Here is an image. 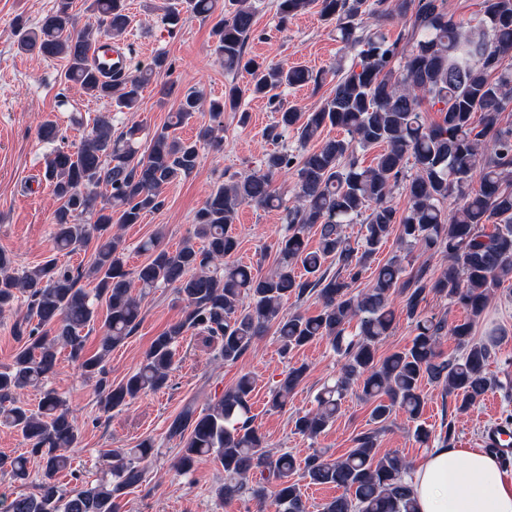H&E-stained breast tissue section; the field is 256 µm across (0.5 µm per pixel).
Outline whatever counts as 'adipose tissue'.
<instances>
[{"label":"adipose tissue","instance_id":"adipose-tissue-1","mask_svg":"<svg viewBox=\"0 0 512 512\" xmlns=\"http://www.w3.org/2000/svg\"><path fill=\"white\" fill-rule=\"evenodd\" d=\"M408 481L416 512H512V481L478 448L438 444Z\"/></svg>","mask_w":512,"mask_h":512}]
</instances>
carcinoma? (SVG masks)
Masks as SVG:
<instances>
[{
  "label": "carcinoma",
  "mask_w": 512,
  "mask_h": 512,
  "mask_svg": "<svg viewBox=\"0 0 512 512\" xmlns=\"http://www.w3.org/2000/svg\"><path fill=\"white\" fill-rule=\"evenodd\" d=\"M313 4L355 55L341 70L332 95L309 111L284 101L281 88L318 85L323 74L303 65L269 67L246 57L256 14L251 0H225L220 9L218 0H169L163 8L160 23L169 30L184 13L214 21L215 52L224 70L248 76L246 87L233 83L224 89V98L210 103L212 120L219 123L225 112H237L244 125L249 114L241 109L243 94L265 98L277 113L268 136L278 140L294 132L303 151L271 153L261 171L218 184L196 212L192 235L174 251L163 247L158 233L143 240L139 250L147 260L132 272L125 268L124 240L113 225L141 223L159 208L162 188L192 173L201 147L217 142L213 126L201 128L192 140L176 134L199 110L201 94H184L177 112L155 130L143 151L142 124L133 123L114 137L106 115L96 117L73 147L56 145L60 135L54 122L39 127L38 138L53 145L45 178L60 201L53 249L72 253L92 235L97 246L86 269L60 266L53 257L21 273L12 255L0 250V313L22 299L28 317L36 319L23 329L25 345L10 364L0 366V424L20 433L28 454L42 463L36 493L1 499L0 512H119V497L146 482L147 462L158 454L150 439L126 451L105 450L103 458L112 460L105 476L82 488L63 487L58 476L71 469L65 449L79 444L78 427L53 390L42 393L35 411L20 401L24 390L41 386L54 372L60 349L78 362L86 378L96 380L100 405L113 410L166 385L176 346L189 328L220 340L218 356L226 364L236 363L272 323L284 355L325 338L344 363L336 381L317 393L316 408L294 421L296 433L309 439L325 431L342 400L357 388L371 403L375 422L383 424L401 409L415 423L418 443H448L452 429L436 435L420 422L423 381L442 386L460 413L500 387L485 371L492 347L475 341L473 332L494 289L512 280V125L500 120L512 106V67L503 64L512 53V0H482L480 15L469 19L450 14L447 0H276V11L284 23ZM71 9L72 0H57L36 29H17L19 49L64 58V81L111 100L122 112L137 111L144 85L165 58L160 55L124 78L105 76L90 51L99 39L126 32L127 0H90L94 21L81 28ZM393 14L408 23L406 32L394 36L380 25L366 27L370 19ZM428 107L436 120L427 119ZM477 112L479 125L473 121ZM327 127L341 128L346 136L307 149ZM375 147L382 151L371 165L361 166L357 152ZM292 169L295 205L285 208L288 234L278 244L274 270L262 275L233 261L239 241L232 224L244 204L282 207L273 181ZM476 171L480 178L473 187ZM400 184L408 196L403 212L390 203L392 189ZM450 198L456 199V208L448 215L443 204ZM345 224L364 225L360 242L353 245L343 235ZM485 224L495 225V231L485 233ZM309 225L320 230L314 251L304 243ZM395 229L399 243L445 255L448 268L436 278L425 267L408 275L395 254L373 271L367 291L353 294V285L371 269ZM330 264L336 266L333 274ZM83 278L94 283L92 290L78 286ZM136 284L143 290L172 287L187 315L153 339L138 369L114 383L105 363L142 319L141 301L132 295ZM311 293L321 303L317 315L284 311L285 301ZM431 293L465 309L467 318L450 323L427 315L423 303ZM395 295L403 297L416 335L410 347L378 360L376 347L392 328ZM101 302L107 309L103 337L89 356L83 331L93 329ZM354 318L359 333L349 338L346 324ZM445 333L459 355L441 356L438 344ZM306 376L307 366L291 367L272 392L270 407L284 408ZM253 390V381L243 375L208 408L198 412L188 405L180 411L167 429L169 438L179 440L175 468L187 476L200 461L215 456L224 466L220 498L247 494L257 501L258 512H306L293 480L295 457L287 452L271 456L254 425ZM354 443L340 458L316 453L304 460L310 483L341 491L323 512H415L406 482L411 463L396 452L378 454L375 431L357 435ZM2 471L28 479L27 457L0 455Z\"/></svg>",
  "instance_id": "1"
}]
</instances>
